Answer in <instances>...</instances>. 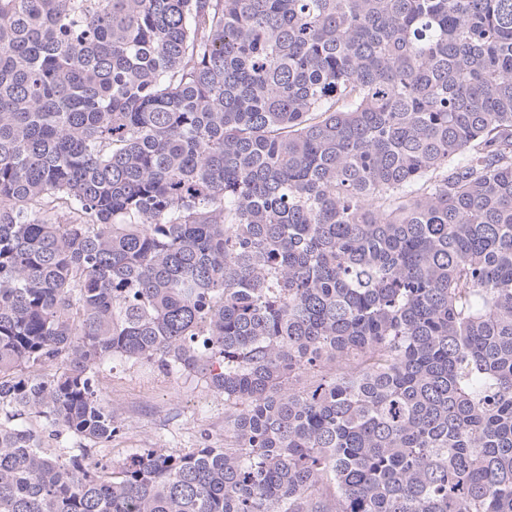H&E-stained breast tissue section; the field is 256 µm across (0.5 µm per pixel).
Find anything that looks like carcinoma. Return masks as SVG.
<instances>
[{
  "instance_id": "carcinoma-1",
  "label": "carcinoma",
  "mask_w": 512,
  "mask_h": 512,
  "mask_svg": "<svg viewBox=\"0 0 512 512\" xmlns=\"http://www.w3.org/2000/svg\"><path fill=\"white\" fill-rule=\"evenodd\" d=\"M0 512H512V0H0ZM104 398L129 420V430L112 440L107 459L122 461L130 448L160 441L168 448H197L208 430L213 446L224 444V401L200 387L157 372L114 363L107 370Z\"/></svg>"
}]
</instances>
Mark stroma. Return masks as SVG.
Listing matches in <instances>:
<instances>
[{
    "instance_id": "obj_1",
    "label": "stroma",
    "mask_w": 512,
    "mask_h": 512,
    "mask_svg": "<svg viewBox=\"0 0 512 512\" xmlns=\"http://www.w3.org/2000/svg\"><path fill=\"white\" fill-rule=\"evenodd\" d=\"M106 401L120 409L129 430L113 440L107 457L123 460L130 449L161 442L170 448H194L201 430L210 442H224V403L183 380L116 363L107 371Z\"/></svg>"
}]
</instances>
